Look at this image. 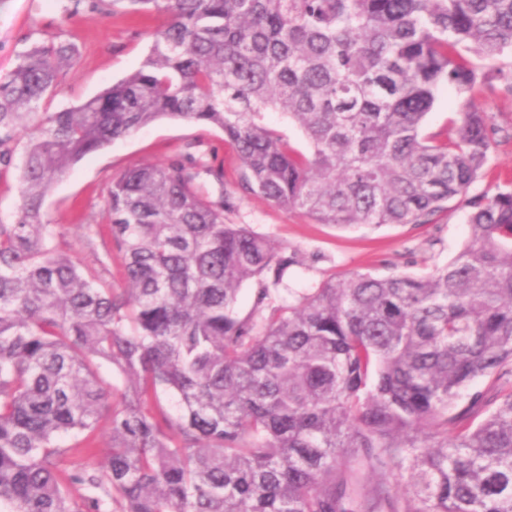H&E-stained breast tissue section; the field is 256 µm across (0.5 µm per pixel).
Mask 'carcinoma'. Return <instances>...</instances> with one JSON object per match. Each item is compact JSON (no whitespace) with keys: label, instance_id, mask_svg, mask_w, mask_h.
<instances>
[{"label":"carcinoma","instance_id":"cac0c4a2","mask_svg":"<svg viewBox=\"0 0 512 512\" xmlns=\"http://www.w3.org/2000/svg\"><path fill=\"white\" fill-rule=\"evenodd\" d=\"M72 2L169 22L139 69L59 112L77 42L0 76V164L23 145L0 224V512H512V187L468 196L492 148L476 93L512 92V66H489L512 54V0ZM443 87L451 137L424 133ZM163 119L220 129L244 191L318 224H429L457 201L469 237L425 273L284 296L297 254L224 222V166L186 153L107 191L117 292L54 245L45 197ZM265 123L277 131L297 151L309 154V147L302 131L278 112H266Z\"/></svg>","mask_w":512,"mask_h":512}]
</instances>
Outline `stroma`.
Listing matches in <instances>:
<instances>
[{
	"label": "stroma",
	"instance_id": "obj_1",
	"mask_svg": "<svg viewBox=\"0 0 512 512\" xmlns=\"http://www.w3.org/2000/svg\"><path fill=\"white\" fill-rule=\"evenodd\" d=\"M69 4L70 0H0V75L11 70L31 42L75 39L84 46L47 104L52 112L90 98L136 70L153 34L168 22L166 15L131 13L120 5L93 12L83 6L73 11ZM477 104L493 114L495 134L484 174L470 193L491 195L498 187L512 186V95L486 90ZM182 153L223 162L224 191L235 203L234 210L224 215L227 222L250 225L298 253L300 264L291 267L285 278L295 291H312L332 274L416 273L448 262L469 235V210L453 202L429 224L338 229L315 223L302 212L243 193L237 185L240 161L219 129L162 120L85 156L53 186L45 209L59 250L88 265L104 263V280L113 288H123L122 257L111 251L103 217L107 190L132 166L162 164ZM92 227L98 232L93 252L85 246Z\"/></svg>",
	"mask_w": 512,
	"mask_h": 512
}]
</instances>
